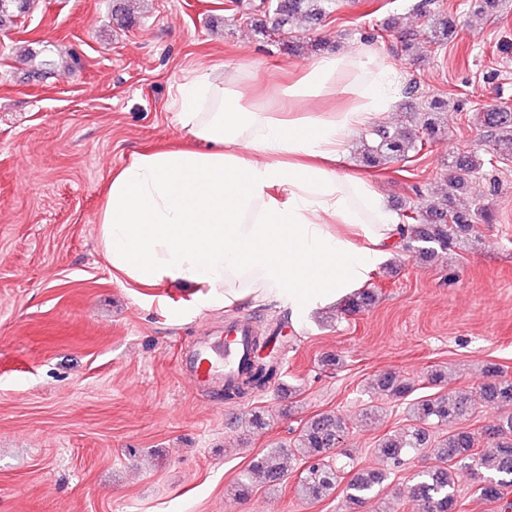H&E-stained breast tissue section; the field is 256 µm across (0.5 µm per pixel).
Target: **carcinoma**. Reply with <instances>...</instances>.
Masks as SVG:
<instances>
[{"label": "carcinoma", "mask_w": 512, "mask_h": 512, "mask_svg": "<svg viewBox=\"0 0 512 512\" xmlns=\"http://www.w3.org/2000/svg\"><path fill=\"white\" fill-rule=\"evenodd\" d=\"M425 0L416 7L427 17L425 27L407 32L404 51L417 53L425 47L443 46L457 29L453 15L426 9ZM34 0H0V27H7L25 16ZM334 0H262L256 6L260 14L274 15L275 27L287 29L298 16L318 24L333 9ZM448 101L432 99L426 111L413 114L421 135L411 132L392 133L383 126L372 129L360 141L355 154L367 168H385L392 162L405 161L420 154L425 146L438 138V114ZM480 125L491 142V150H478L448 155V173L444 182L445 204L429 207L423 194L399 213V246L417 259L431 262L452 249H464L478 241L477 225L490 224L494 213L484 206L464 207L460 197L471 192L478 175L492 160L512 159V115L489 108L479 113ZM373 301V294L364 288L345 300L346 310L360 311ZM480 386L482 405L493 416L494 431L488 435V448L478 450L477 435L464 426L473 413L474 403L466 390L437 391L421 397L413 396L414 384L394 372L376 377L374 386L387 398L408 402L411 424L400 431L384 434L378 439L374 453L378 468H361L353 473L343 488L349 512L360 509L384 494L389 477L404 469L410 458L427 450L435 464L419 471L409 487V501L414 512H462L465 501L457 493L456 471L467 469L474 476V494L495 505L498 512H512V500L505 490L512 487V377L494 365L482 369ZM279 367L257 358L255 368L243 384L225 390L228 399L248 391H263L278 381ZM346 423L338 415L316 414L307 419L293 441L269 448L255 457L249 471L234 483V495L246 498L253 483L278 488L285 481V456L296 457L302 466L298 491L307 501H320L334 493L343 479L344 468L333 463L329 453L344 435Z\"/></svg>", "instance_id": "cac0c4a2"}]
</instances>
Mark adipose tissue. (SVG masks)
I'll return each mask as SVG.
<instances>
[{
    "mask_svg": "<svg viewBox=\"0 0 512 512\" xmlns=\"http://www.w3.org/2000/svg\"><path fill=\"white\" fill-rule=\"evenodd\" d=\"M395 86L372 48L315 58L274 103L260 101L249 65L180 84L172 108L190 145L138 153L108 180L97 222L113 273L197 289L201 309L273 299L299 322L363 288L398 218L338 163ZM333 96L344 105L307 107Z\"/></svg>",
    "mask_w": 512,
    "mask_h": 512,
    "instance_id": "obj_1",
    "label": "adipose tissue"
}]
</instances>
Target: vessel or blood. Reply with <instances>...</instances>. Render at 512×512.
Segmentation results:
<instances>
[{
    "label": "vessel or blood",
    "mask_w": 512,
    "mask_h": 512,
    "mask_svg": "<svg viewBox=\"0 0 512 512\" xmlns=\"http://www.w3.org/2000/svg\"><path fill=\"white\" fill-rule=\"evenodd\" d=\"M254 334L252 323L243 320L210 330L204 338V351L197 353L192 363L193 384L206 386L236 377L240 364L249 356V341Z\"/></svg>",
    "instance_id": "obj_1"
}]
</instances>
